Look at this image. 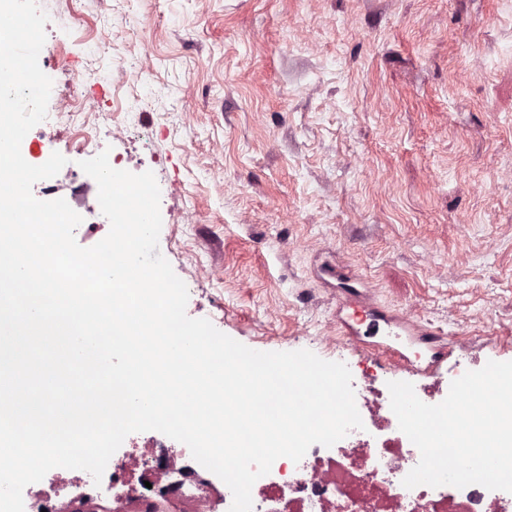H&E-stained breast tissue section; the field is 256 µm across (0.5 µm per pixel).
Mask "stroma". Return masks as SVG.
<instances>
[{
    "instance_id": "stroma-1",
    "label": "stroma",
    "mask_w": 512,
    "mask_h": 512,
    "mask_svg": "<svg viewBox=\"0 0 512 512\" xmlns=\"http://www.w3.org/2000/svg\"><path fill=\"white\" fill-rule=\"evenodd\" d=\"M42 47L65 80L86 57L131 96L150 146L102 138L122 169L153 172L159 251L186 312L264 352L325 348L347 262L394 313L455 334L418 370L512 361V0H39ZM147 57L144 83L111 75ZM194 223H183L184 213ZM218 277L198 281L199 264Z\"/></svg>"
}]
</instances>
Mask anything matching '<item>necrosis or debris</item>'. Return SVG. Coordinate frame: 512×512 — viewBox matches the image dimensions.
I'll return each mask as SVG.
<instances>
[{"mask_svg": "<svg viewBox=\"0 0 512 512\" xmlns=\"http://www.w3.org/2000/svg\"><path fill=\"white\" fill-rule=\"evenodd\" d=\"M51 95L57 104L45 126L64 112L84 117L65 142L66 154L92 152L105 127L119 138L135 131L127 122L114 124L105 113L99 121L89 120L95 103L76 86L52 88ZM356 383L363 429L351 430L329 448L312 445L300 462L277 459L252 487V512H512V493L480 485L405 488L402 481L420 452L398 428L387 381L366 370ZM75 491L84 492L94 506L109 499L112 512H153L163 493L172 495L176 512H229L232 504L228 486L197 463L186 445L153 435L130 438L113 458L109 496H102L88 472L60 468L49 480L24 489V512H59Z\"/></svg>", "mask_w": 512, "mask_h": 512, "instance_id": "1", "label": "necrosis or debris"}]
</instances>
